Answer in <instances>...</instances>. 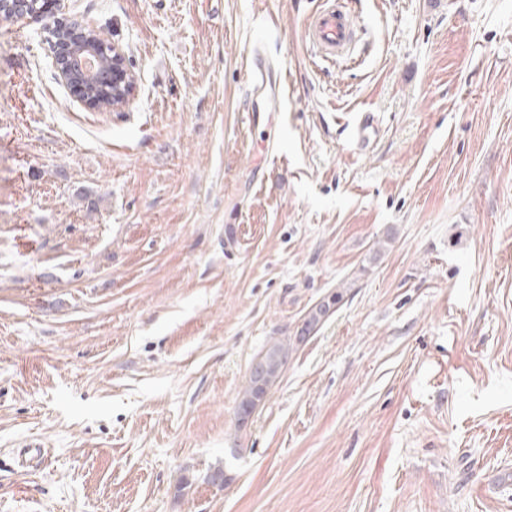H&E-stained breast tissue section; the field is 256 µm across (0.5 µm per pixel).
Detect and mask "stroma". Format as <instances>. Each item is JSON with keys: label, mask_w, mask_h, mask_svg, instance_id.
<instances>
[{"label": "stroma", "mask_w": 512, "mask_h": 512, "mask_svg": "<svg viewBox=\"0 0 512 512\" xmlns=\"http://www.w3.org/2000/svg\"><path fill=\"white\" fill-rule=\"evenodd\" d=\"M321 2L64 0L130 63L114 111L0 37V512H512V0H344L330 61ZM323 3L305 31V40L320 58L344 55L354 38L353 22L336 3ZM246 67L251 98L269 97L273 98L275 102H279L283 81L281 71H276L270 64L265 65L262 62V55L257 49L247 56ZM343 299V294L341 292H336L335 294L328 297L327 300H323V304L316 305L308 314L307 319L304 322V328L302 329V334H307L310 331L314 330L322 321V318L329 312L331 308L337 306ZM298 344L299 342L296 336H294L293 339L290 337L288 343L277 341L272 343L259 357L262 378L258 380L249 374L247 384L239 398L237 406L238 417L241 413L256 411L260 405V403H257L260 395H268L271 388L279 381L288 362L290 352L293 350V346H297ZM251 417L252 415H241L238 421L240 419V423L247 425ZM240 423L238 425L239 428L242 427Z\"/></svg>", "instance_id": "1"}]
</instances>
